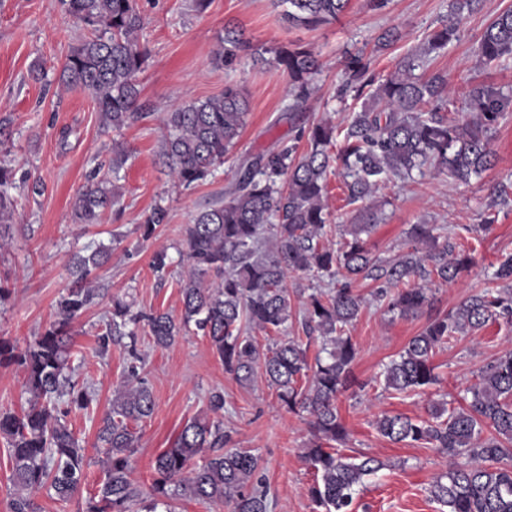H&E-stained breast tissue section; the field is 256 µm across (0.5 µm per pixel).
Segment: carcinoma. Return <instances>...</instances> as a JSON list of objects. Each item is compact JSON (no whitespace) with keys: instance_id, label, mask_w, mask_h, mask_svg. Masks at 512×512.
<instances>
[{"instance_id":"carcinoma-1","label":"carcinoma","mask_w":512,"mask_h":512,"mask_svg":"<svg viewBox=\"0 0 512 512\" xmlns=\"http://www.w3.org/2000/svg\"><path fill=\"white\" fill-rule=\"evenodd\" d=\"M288 5V21L309 30L335 22L349 0H281ZM65 11L82 23L90 37L71 48L61 81L90 92L103 126L120 130L146 116L137 111L138 75L147 53L138 41L144 18L135 0H61ZM460 21L433 31L417 53L387 78L366 79V67L349 63L360 109L348 117L343 145L336 155V125L319 120L299 126L297 146L269 148L243 161L224 197L201 209L182 232L181 254L191 271L181 282L182 309L178 318L167 312L134 313L132 304L112 299L105 347L114 338H128L135 349L139 324L149 328L156 346H172L190 326L207 336L226 372L240 383L263 371L277 391L280 404L310 416L313 440L303 459L316 472L309 493L320 512H351L364 478L383 463L373 457L344 455L331 443L342 444L347 432L336 400L356 379L353 364L357 347L348 327L357 319L363 298L345 284L328 292L315 290L301 300L307 333H318L320 349L309 359L308 347L295 339L260 347L250 334L288 331L292 298L288 278L293 275L332 281L340 271L352 279L384 280L379 297H390L389 309L414 317L430 304L429 284L438 278L448 285L467 271L473 259L441 239L434 224H414L410 251L389 266L371 257L368 239L378 216L368 205L359 209L336 246L322 242L328 220V174L336 168L352 203L372 196L381 183L396 176L438 168L467 183L494 165L490 132L512 112V96L486 84L471 90L469 116L450 119L448 78L438 72L427 77L414 71L430 64L458 37ZM246 49L236 30L224 28L216 61L224 62ZM272 54L266 59L265 54ZM512 55V9L498 14L485 29L477 49L482 64ZM288 76L293 104L301 109L311 98L314 76L321 70L318 54L309 46L287 43L258 52ZM247 92L227 83L224 92L204 101L178 105L164 113L167 131L159 152L174 184L189 189L207 181L233 152L248 120ZM128 152L113 146L112 178L91 182L75 197L78 224H98L118 200V178ZM14 174L0 166V240L13 222ZM168 210L157 204L145 216L144 237L166 223ZM111 249L88 247L69 260L76 287L61 298L60 317L23 352L0 339V364L16 362L26 371L28 408L22 414L0 412V438L8 445L16 495L12 512H38L33 495L66 502L86 478L88 458L69 428L72 410H86L93 392L69 374L68 349L73 322L96 302L100 289L91 288L92 274L108 263ZM512 324V289L486 290L470 296L457 308L429 319L398 357L381 372L385 388L399 393L422 392L437 377L431 356L437 346L466 330L490 321ZM467 407L431 405L429 418L384 415L376 421L379 433L394 443L429 445L449 459L448 471L431 486L442 512H512V348L486 365L479 382L467 388ZM152 390L131 368L116 390L111 408L96 433L98 452L105 458L97 494L85 512H170V501L188 497L222 504L231 512H270L272 498L263 479L256 477L258 458L248 451L226 448L224 428L206 415L187 421L173 447L154 461L155 478L144 493L131 478L139 436L130 423L152 416ZM491 433L483 435L484 428ZM203 463L193 466L197 455Z\"/></svg>"}]
</instances>
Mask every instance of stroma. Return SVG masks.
<instances>
[{
	"label": "stroma",
	"mask_w": 512,
	"mask_h": 512,
	"mask_svg": "<svg viewBox=\"0 0 512 512\" xmlns=\"http://www.w3.org/2000/svg\"><path fill=\"white\" fill-rule=\"evenodd\" d=\"M451 2L388 0L386 7L377 9L372 0H349L336 22L310 31L288 22L281 0H210L200 13L191 0H137L145 19L140 43L148 53L139 76L138 104L146 116L115 133L103 127L87 90L64 86L59 79L69 50L86 36V29L59 0H0V120L12 133L8 148L0 149V163L13 168L21 183L13 194L10 236L0 247V286L10 290L0 301V337L25 348L59 317L57 302L72 286L66 270L70 255L90 244L111 245L110 262L96 272L98 287L108 294L75 320L72 340V366L78 379L91 387L94 401L88 410L72 412L67 421L88 456L96 454L93 443L100 419L133 363L124 343L104 347L98 341L112 296L131 300L147 313L180 316V283L189 269L178 252L183 227L223 191L240 160L294 144L299 121L328 118L343 123L361 106L353 96L340 94L349 58L362 57L375 79L385 78L447 23ZM509 7L512 0H479L474 11L463 15L459 40L431 62L430 71L448 76L449 116H465L469 93L478 84L512 95V56L489 65L476 62L485 28ZM228 24L237 27L251 48L286 42L315 48L321 72L300 120L288 117V77L274 65L255 63L250 51L216 65L214 53ZM387 31L396 33V41L379 46V37ZM37 65L47 71V82L31 77ZM228 82L244 84L249 94L248 121L235 150L207 182L173 188L158 162L165 135L160 115L173 106L220 95ZM116 140L129 154L118 182L123 212L105 213L98 224L76 223L72 202L93 174L107 176ZM491 146L494 167L470 183L456 182L433 168L412 181L392 179L369 200L379 216L369 238L377 264L407 252L414 224L438 225L441 236L470 251L469 271L452 285L434 287L433 310H453L470 295L498 287L492 273L504 256L512 255V112L493 132ZM158 203L167 207L168 221L143 238L140 222ZM326 205L324 239L334 243L357 207L348 203L341 179L333 174L328 177ZM487 220L493 223L489 232H474V225ZM161 249L170 259L162 275L152 267ZM352 287L366 300L350 334L358 351L354 372L367 386L344 392L336 401L348 433L343 451L372 456L383 464L366 479L352 510L440 512L430 490L444 470L442 455L424 445L390 441L377 431L376 420L385 413L423 418L433 401L464 406L466 390L479 370L512 348V326L499 321L456 334L433 353L437 384L420 395L397 393L385 389L378 375L422 331L427 317L388 312L385 302L374 297L375 281L359 279ZM138 350L140 374L155 399L153 415L137 426L140 439L132 478L141 490L152 482L156 455L171 447L190 418L207 413L223 422L230 447L258 457L259 474L273 495L272 512H314L308 493L314 471L302 458L312 438L307 415L280 406L263 375L248 385L237 383L225 372L209 339L196 329L183 332L168 348L155 346L147 330H140ZM214 392L224 395V407L215 413L209 407Z\"/></svg>",
	"instance_id": "obj_1"
}]
</instances>
